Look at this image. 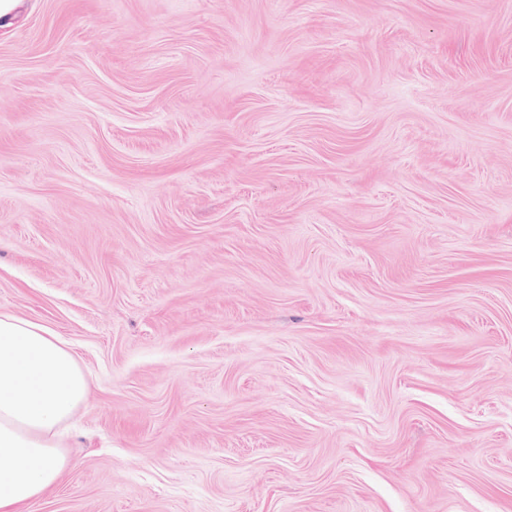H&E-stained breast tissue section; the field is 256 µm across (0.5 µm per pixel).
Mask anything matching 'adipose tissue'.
Masks as SVG:
<instances>
[{"label": "adipose tissue", "instance_id": "obj_1", "mask_svg": "<svg viewBox=\"0 0 512 512\" xmlns=\"http://www.w3.org/2000/svg\"><path fill=\"white\" fill-rule=\"evenodd\" d=\"M88 380L54 331L0 313V512H22L58 481Z\"/></svg>", "mask_w": 512, "mask_h": 512}]
</instances>
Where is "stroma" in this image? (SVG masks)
Segmentation results:
<instances>
[{
	"mask_svg": "<svg viewBox=\"0 0 512 512\" xmlns=\"http://www.w3.org/2000/svg\"><path fill=\"white\" fill-rule=\"evenodd\" d=\"M0 312L89 374L28 512H512V0H23Z\"/></svg>",
	"mask_w": 512,
	"mask_h": 512,
	"instance_id": "obj_1",
	"label": "stroma"
}]
</instances>
